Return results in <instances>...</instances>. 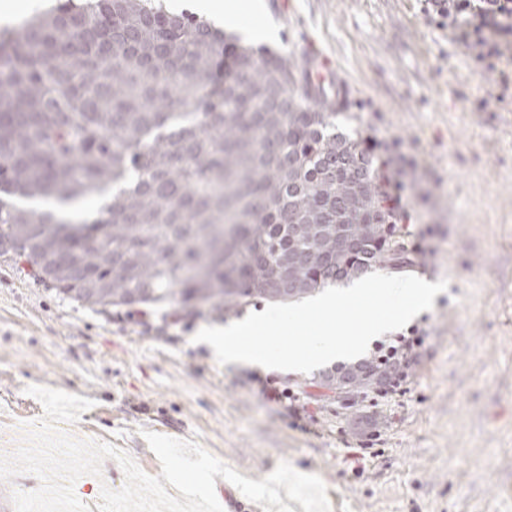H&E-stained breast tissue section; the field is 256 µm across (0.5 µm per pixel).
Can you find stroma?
<instances>
[{
  "label": "stroma",
  "mask_w": 512,
  "mask_h": 512,
  "mask_svg": "<svg viewBox=\"0 0 512 512\" xmlns=\"http://www.w3.org/2000/svg\"><path fill=\"white\" fill-rule=\"evenodd\" d=\"M232 30L268 25L270 50L327 55L338 121L401 180L411 212L403 274L447 280L407 369L406 394L339 395L315 373L220 365L195 342L206 310L97 311L0 253V452L43 415L31 385L93 400L69 435L161 465L144 431L200 443L259 481L280 462L318 475L343 512H512V87L477 72L419 0H223ZM294 392L296 412L262 385Z\"/></svg>",
  "instance_id": "stroma-1"
}]
</instances>
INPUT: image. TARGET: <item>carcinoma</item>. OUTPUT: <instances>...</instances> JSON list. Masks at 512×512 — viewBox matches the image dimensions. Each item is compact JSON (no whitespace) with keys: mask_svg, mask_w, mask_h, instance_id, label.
<instances>
[{"mask_svg":"<svg viewBox=\"0 0 512 512\" xmlns=\"http://www.w3.org/2000/svg\"><path fill=\"white\" fill-rule=\"evenodd\" d=\"M343 100L287 56L230 45L157 0H60L0 37V239L92 309L166 304L231 313L400 264L374 151L338 123ZM73 222L17 198L79 202ZM67 251L74 273L37 259ZM84 281L106 288L96 300Z\"/></svg>","mask_w":512,"mask_h":512,"instance_id":"cac0c4a2","label":"carcinoma"}]
</instances>
